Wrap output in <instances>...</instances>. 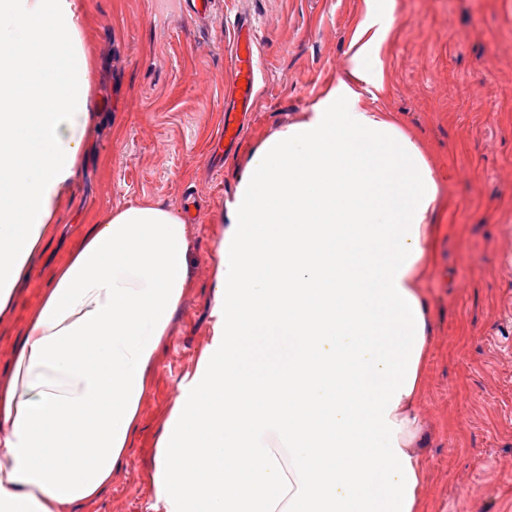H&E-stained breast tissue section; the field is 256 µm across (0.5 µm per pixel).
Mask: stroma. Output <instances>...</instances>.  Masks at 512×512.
Wrapping results in <instances>:
<instances>
[{
    "instance_id": "obj_1",
    "label": "stroma",
    "mask_w": 512,
    "mask_h": 512,
    "mask_svg": "<svg viewBox=\"0 0 512 512\" xmlns=\"http://www.w3.org/2000/svg\"><path fill=\"white\" fill-rule=\"evenodd\" d=\"M378 52L383 81L364 107L393 114L440 188L432 268L423 285L429 341L417 414L424 424L419 512H512V0H392ZM96 67L97 126L63 198L64 230L0 318V378L50 269L76 244L74 227L153 202L189 225L191 285L140 406L123 466L71 512H150L156 440L211 332L209 281L251 153L297 123L347 78L348 47L368 0H216L198 27L185 0H82ZM258 31V94L220 166L212 153L234 79L226 47L237 14Z\"/></svg>"
}]
</instances>
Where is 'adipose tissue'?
Instances as JSON below:
<instances>
[{"instance_id":"obj_1","label":"adipose tissue","mask_w":512,"mask_h":512,"mask_svg":"<svg viewBox=\"0 0 512 512\" xmlns=\"http://www.w3.org/2000/svg\"><path fill=\"white\" fill-rule=\"evenodd\" d=\"M253 153L225 219L212 331L157 443L151 512H416L421 292L438 181L361 103L390 23ZM81 0H0V314L97 114ZM188 225L143 202L83 227L0 383V512H67L120 468L189 286Z\"/></svg>"}]
</instances>
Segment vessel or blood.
<instances>
[{"label":"vessel or blood","mask_w":512,"mask_h":512,"mask_svg":"<svg viewBox=\"0 0 512 512\" xmlns=\"http://www.w3.org/2000/svg\"><path fill=\"white\" fill-rule=\"evenodd\" d=\"M256 42L253 23L246 17L234 23L233 38L229 46L235 81L231 90V107L224 110V131L221 141L235 142L243 128V120L255 101L257 66L255 62Z\"/></svg>","instance_id":"b4317fda"}]
</instances>
